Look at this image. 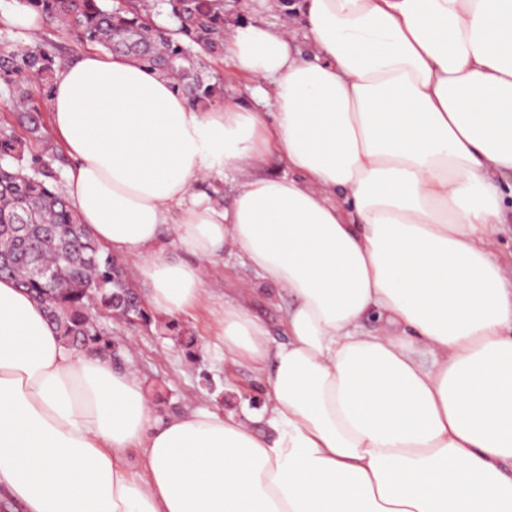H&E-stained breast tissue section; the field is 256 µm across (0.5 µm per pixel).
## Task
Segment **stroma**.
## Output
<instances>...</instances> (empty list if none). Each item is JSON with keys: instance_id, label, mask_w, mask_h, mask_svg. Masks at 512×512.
Returning <instances> with one entry per match:
<instances>
[{"instance_id": "obj_1", "label": "stroma", "mask_w": 512, "mask_h": 512, "mask_svg": "<svg viewBox=\"0 0 512 512\" xmlns=\"http://www.w3.org/2000/svg\"><path fill=\"white\" fill-rule=\"evenodd\" d=\"M206 285L211 290L209 306L179 319L185 334L195 339L193 356H186L176 341L161 334L158 325L163 318L158 315L148 326L111 323L112 339L120 348L117 363L139 372L159 415L188 408L259 415L266 386L251 365L225 359L216 318L225 301L236 299L238 289H250L248 308L267 326L271 341L279 343L285 339L282 305L257 292L254 272L232 256L214 259L206 270Z\"/></svg>"}]
</instances>
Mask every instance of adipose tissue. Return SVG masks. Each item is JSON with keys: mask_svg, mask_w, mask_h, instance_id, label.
<instances>
[{"mask_svg": "<svg viewBox=\"0 0 512 512\" xmlns=\"http://www.w3.org/2000/svg\"><path fill=\"white\" fill-rule=\"evenodd\" d=\"M241 0L251 81L192 110L170 80L86 50L56 75L64 190L154 309L206 299L236 254L285 304L274 344L225 302L224 350L271 364L268 426L154 416L134 371L67 348L0 277V489L22 512H512V0ZM275 158L284 172L256 169ZM241 174L230 209L192 198ZM197 258L157 253L165 225Z\"/></svg>", "mask_w": 512, "mask_h": 512, "instance_id": "obj_1", "label": "adipose tissue"}]
</instances>
